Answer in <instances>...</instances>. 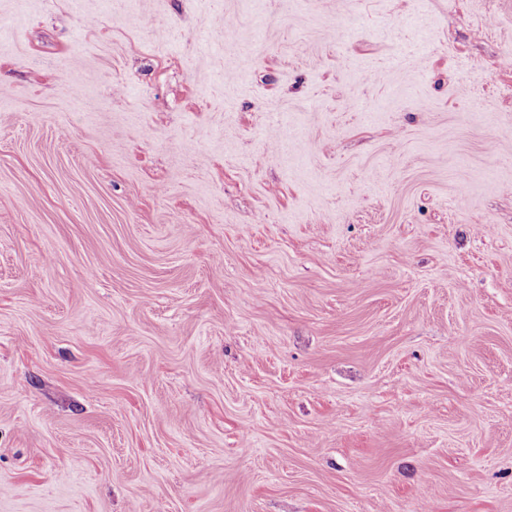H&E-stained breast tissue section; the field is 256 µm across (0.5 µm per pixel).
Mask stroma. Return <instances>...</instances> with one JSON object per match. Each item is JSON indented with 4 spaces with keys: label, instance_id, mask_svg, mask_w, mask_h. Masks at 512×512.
<instances>
[{
    "label": "stroma",
    "instance_id": "stroma-1",
    "mask_svg": "<svg viewBox=\"0 0 512 512\" xmlns=\"http://www.w3.org/2000/svg\"><path fill=\"white\" fill-rule=\"evenodd\" d=\"M0 512H512V0H0Z\"/></svg>",
    "mask_w": 512,
    "mask_h": 512
}]
</instances>
